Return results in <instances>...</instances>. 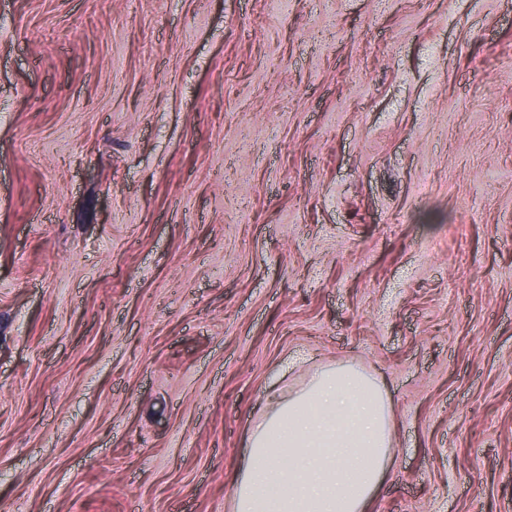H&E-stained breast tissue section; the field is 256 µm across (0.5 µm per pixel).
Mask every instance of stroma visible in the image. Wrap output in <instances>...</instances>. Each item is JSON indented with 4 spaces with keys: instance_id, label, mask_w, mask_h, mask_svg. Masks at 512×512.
<instances>
[{
    "instance_id": "obj_1",
    "label": "stroma",
    "mask_w": 512,
    "mask_h": 512,
    "mask_svg": "<svg viewBox=\"0 0 512 512\" xmlns=\"http://www.w3.org/2000/svg\"><path fill=\"white\" fill-rule=\"evenodd\" d=\"M336 362L367 512H512V0H0V512H228Z\"/></svg>"
}]
</instances>
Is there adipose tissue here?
<instances>
[{"label": "adipose tissue", "instance_id": "1", "mask_svg": "<svg viewBox=\"0 0 512 512\" xmlns=\"http://www.w3.org/2000/svg\"><path fill=\"white\" fill-rule=\"evenodd\" d=\"M392 446L377 380L351 364L324 365L302 389L270 398L230 512H365Z\"/></svg>", "mask_w": 512, "mask_h": 512}]
</instances>
